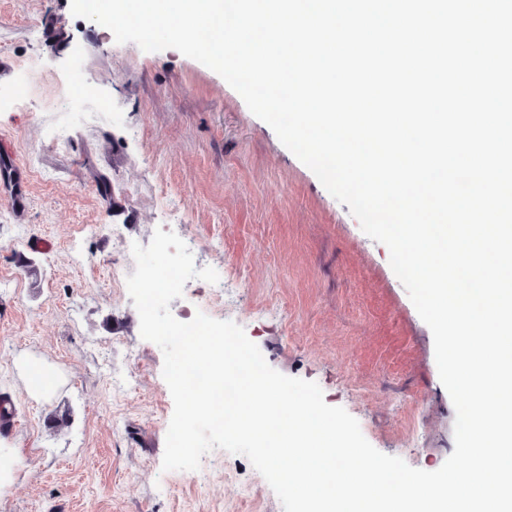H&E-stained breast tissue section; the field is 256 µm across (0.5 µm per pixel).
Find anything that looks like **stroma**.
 <instances>
[{"label":"stroma","instance_id":"1","mask_svg":"<svg viewBox=\"0 0 512 512\" xmlns=\"http://www.w3.org/2000/svg\"><path fill=\"white\" fill-rule=\"evenodd\" d=\"M4 179L28 199L0 202V399L18 422L0 432L17 457L0 512H283L245 456L214 449L198 470L162 469L163 353L112 261L168 224L219 275L202 313L317 383L380 452L425 471L453 452L433 335L388 248L215 71L117 43L71 0H0ZM30 362L58 376L48 398L26 392Z\"/></svg>","mask_w":512,"mask_h":512}]
</instances>
